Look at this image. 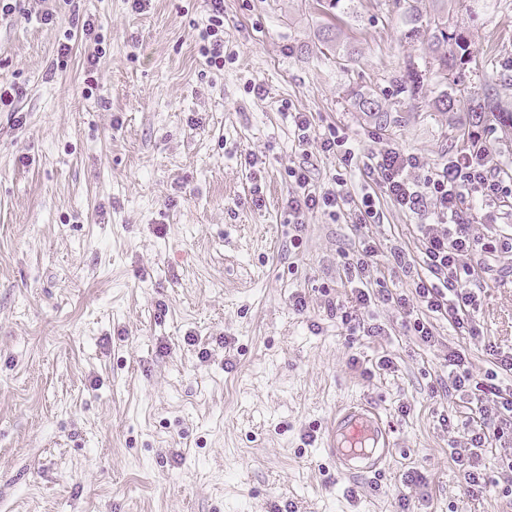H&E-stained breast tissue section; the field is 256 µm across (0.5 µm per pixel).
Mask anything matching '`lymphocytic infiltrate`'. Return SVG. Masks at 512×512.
Here are the masks:
<instances>
[{"label": "lymphocytic infiltrate", "instance_id": "1", "mask_svg": "<svg viewBox=\"0 0 512 512\" xmlns=\"http://www.w3.org/2000/svg\"><path fill=\"white\" fill-rule=\"evenodd\" d=\"M205 16L199 25L198 51L207 67L224 68V0H205ZM368 168L376 175L389 201L399 209L414 212L432 205L437 220L417 227L420 272L414 282L416 298L427 310L466 329L476 301L473 286L476 268L470 262L475 238L463 219L465 203H481L487 223H495L496 204L512 198V173L502 171L484 146L449 157L437 169L427 168L418 155L386 149L372 156ZM295 188L286 205L295 219L314 211L336 216L354 212L359 223H370L378 214L374 196L354 198L342 188H317L304 168L288 172ZM493 367L481 382H474L465 348L448 353L449 375L455 390L475 387L489 395V406L480 411L470 437V454L489 443L491 422L512 419V389L498 385L499 377H512V353L493 352Z\"/></svg>", "mask_w": 512, "mask_h": 512}]
</instances>
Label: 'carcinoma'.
Masks as SVG:
<instances>
[{"label": "carcinoma", "instance_id": "1", "mask_svg": "<svg viewBox=\"0 0 512 512\" xmlns=\"http://www.w3.org/2000/svg\"><path fill=\"white\" fill-rule=\"evenodd\" d=\"M456 2L458 0H395L402 9L405 37L412 42L428 43L436 74L450 88L464 82L465 65L470 62L472 55L467 31L457 26L452 28L448 24L452 4ZM419 87V73L411 64L397 80L398 91L414 97L418 94ZM354 106L358 111L368 113L382 123L388 121L389 109L382 103L380 95L374 92L358 95ZM466 111L471 113V120L478 124L500 111V107L495 95L485 89L471 98Z\"/></svg>", "mask_w": 512, "mask_h": 512}]
</instances>
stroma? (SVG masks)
I'll return each mask as SVG.
<instances>
[{
  "label": "stroma",
  "mask_w": 512,
  "mask_h": 512,
  "mask_svg": "<svg viewBox=\"0 0 512 512\" xmlns=\"http://www.w3.org/2000/svg\"><path fill=\"white\" fill-rule=\"evenodd\" d=\"M354 5L334 49L325 0H224L220 73L196 46L203 0L140 13L129 0H18L0 18L14 97L0 109V512H512V427L477 460L486 491L469 494L456 454L476 402L448 379L458 345L479 379L487 345L512 351V253L472 255L485 273L465 341L422 304L396 303L413 275L390 249L415 254L429 210L382 198L374 223L318 211L293 231L290 168L379 194L372 154L437 168L469 149L468 114L433 105L428 45L405 38L392 0ZM89 19L106 55L88 96ZM449 23L469 32L477 88L512 113V0H468ZM412 64L421 90L390 97L387 124L356 111L357 94ZM288 110L312 113L307 141ZM332 132L358 164L322 153ZM369 241L370 336L330 311L357 310L343 263ZM356 400L395 430L376 478L339 476L324 452L337 406Z\"/></svg>",
  "instance_id": "obj_1"
}]
</instances>
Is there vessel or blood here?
Segmentation results:
<instances>
[{
  "label": "vessel or blood",
  "instance_id": "b4317fda",
  "mask_svg": "<svg viewBox=\"0 0 512 512\" xmlns=\"http://www.w3.org/2000/svg\"><path fill=\"white\" fill-rule=\"evenodd\" d=\"M393 429L375 405L352 401L340 406L331 420L325 453L339 475L383 471L394 451Z\"/></svg>",
  "mask_w": 512,
  "mask_h": 512
}]
</instances>
